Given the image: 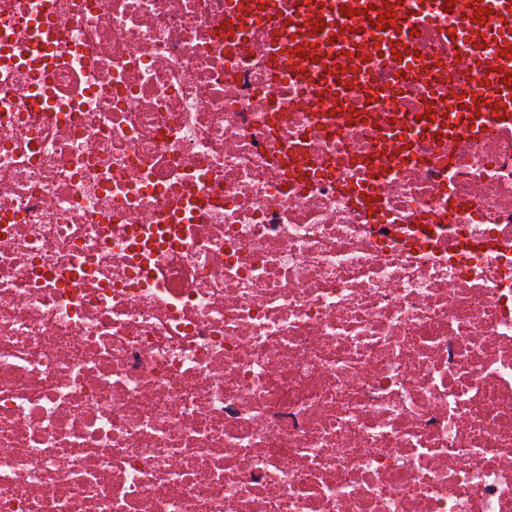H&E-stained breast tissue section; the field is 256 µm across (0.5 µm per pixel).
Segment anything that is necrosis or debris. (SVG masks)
<instances>
[{
  "label": "necrosis or debris",
  "instance_id": "necrosis-or-debris-1",
  "mask_svg": "<svg viewBox=\"0 0 512 512\" xmlns=\"http://www.w3.org/2000/svg\"><path fill=\"white\" fill-rule=\"evenodd\" d=\"M230 0H0V512H512V126ZM410 130L393 166L375 128Z\"/></svg>",
  "mask_w": 512,
  "mask_h": 512
}]
</instances>
